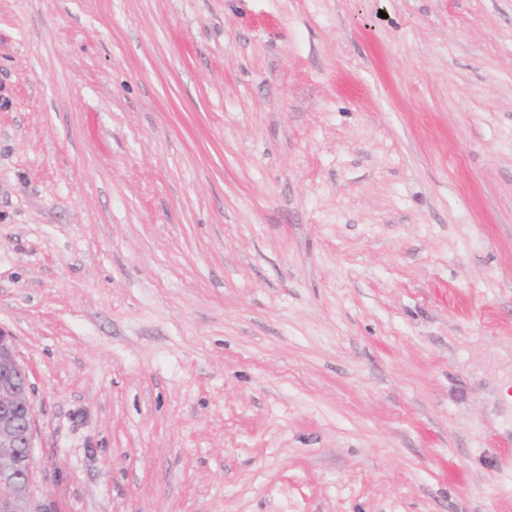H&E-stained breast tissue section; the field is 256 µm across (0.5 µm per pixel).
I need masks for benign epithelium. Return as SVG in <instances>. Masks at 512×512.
I'll return each mask as SVG.
<instances>
[{
    "label": "benign epithelium",
    "instance_id": "7a95c632",
    "mask_svg": "<svg viewBox=\"0 0 512 512\" xmlns=\"http://www.w3.org/2000/svg\"><path fill=\"white\" fill-rule=\"evenodd\" d=\"M34 422L27 368L0 330V512H55L35 492Z\"/></svg>",
    "mask_w": 512,
    "mask_h": 512
}]
</instances>
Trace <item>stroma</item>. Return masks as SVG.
Masks as SVG:
<instances>
[{"label":"stroma","mask_w":512,"mask_h":512,"mask_svg":"<svg viewBox=\"0 0 512 512\" xmlns=\"http://www.w3.org/2000/svg\"><path fill=\"white\" fill-rule=\"evenodd\" d=\"M0 329L57 512H512V0H0Z\"/></svg>","instance_id":"obj_1"}]
</instances>
